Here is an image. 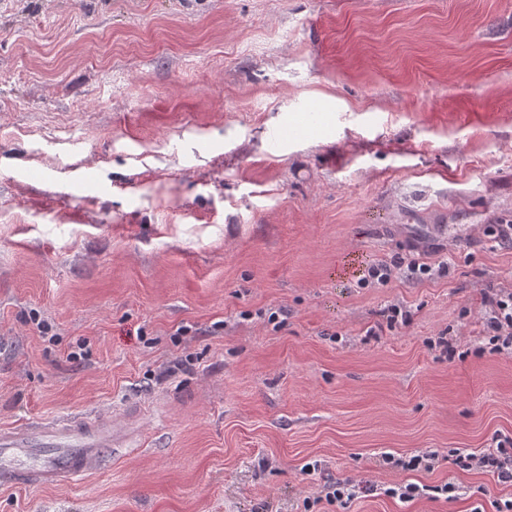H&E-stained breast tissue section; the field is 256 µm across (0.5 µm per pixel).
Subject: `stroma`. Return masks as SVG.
<instances>
[{"label": "stroma", "instance_id": "35a3bbf8", "mask_svg": "<svg viewBox=\"0 0 512 512\" xmlns=\"http://www.w3.org/2000/svg\"><path fill=\"white\" fill-rule=\"evenodd\" d=\"M505 224L512 0H0V427L124 441L0 512H496ZM489 305L484 328L497 351L512 350V291L499 289L486 296ZM495 448H484L472 453L454 452L452 465L462 470L480 469L491 472L499 484L512 486V438H493ZM374 489L373 485L362 486L356 485L351 479H339L332 486H329L328 491L325 493V499L330 504L340 503V505L347 504L348 502L357 498L359 493H369Z\"/></svg>", "mask_w": 512, "mask_h": 512}]
</instances>
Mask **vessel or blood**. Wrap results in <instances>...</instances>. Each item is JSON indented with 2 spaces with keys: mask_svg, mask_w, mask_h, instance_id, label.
<instances>
[{
  "mask_svg": "<svg viewBox=\"0 0 512 512\" xmlns=\"http://www.w3.org/2000/svg\"><path fill=\"white\" fill-rule=\"evenodd\" d=\"M115 435L104 420L75 417L0 428V486H53L97 471Z\"/></svg>",
  "mask_w": 512,
  "mask_h": 512,
  "instance_id": "obj_1",
  "label": "vessel or blood"
}]
</instances>
